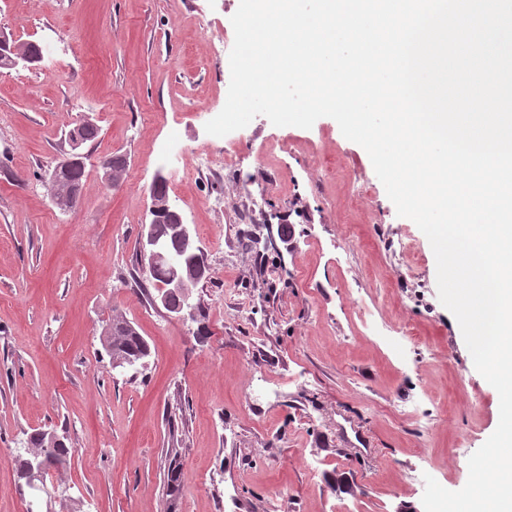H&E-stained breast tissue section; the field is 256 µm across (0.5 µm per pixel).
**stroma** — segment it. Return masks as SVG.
Wrapping results in <instances>:
<instances>
[{"mask_svg":"<svg viewBox=\"0 0 512 512\" xmlns=\"http://www.w3.org/2000/svg\"><path fill=\"white\" fill-rule=\"evenodd\" d=\"M237 9L0 0V30L43 55L0 69V512H166L175 454L178 512H420L425 476L463 488L498 425L499 395L439 300L428 238L334 119L303 129L259 115L242 129L235 183L263 180L256 248L238 231L247 202L235 183L188 164L224 153L205 125L227 100L218 50ZM85 115L100 132L64 213L46 174ZM116 152L127 167L112 188L97 166ZM351 171L375 183L367 200ZM160 173L210 267L193 319L138 284L137 239ZM364 306L377 321L413 323L420 344L399 355L361 323ZM115 316L150 347L122 374L102 345ZM256 384L276 398L252 405ZM40 430L72 456L36 497L16 459ZM181 488V468L180 464L177 463V455L175 454L167 470L166 496L168 497L169 512L176 511L177 502L181 495ZM173 509L175 510L173 511Z\"/></svg>","mask_w":512,"mask_h":512,"instance_id":"1","label":"stroma"}]
</instances>
